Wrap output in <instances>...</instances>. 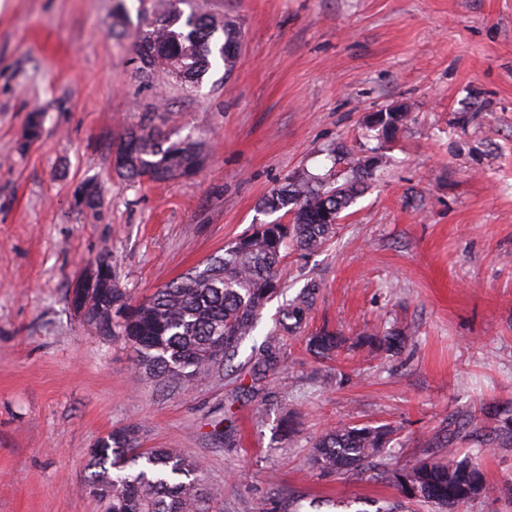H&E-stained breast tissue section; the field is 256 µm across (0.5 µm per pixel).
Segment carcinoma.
<instances>
[{
  "label": "carcinoma",
  "instance_id": "1",
  "mask_svg": "<svg viewBox=\"0 0 512 512\" xmlns=\"http://www.w3.org/2000/svg\"><path fill=\"white\" fill-rule=\"evenodd\" d=\"M188 0H156L143 27L134 37L142 71L162 70L185 86L199 85L219 57L224 70H232L237 48L233 21L178 4ZM408 120L406 112H386L381 124L386 135ZM125 160L116 166L129 180L165 182L195 174L204 164L197 144L189 137L171 140L156 126L141 122L121 140ZM372 169L357 162L352 176L331 186L318 177L291 176L263 199L265 210H286L289 224H257L252 232L224 246V253L196 266L151 296L133 300L112 279V268L96 265L87 276L95 288L91 308L112 302V320L106 325L112 338L137 355L146 377L165 386H190L223 370L239 345L251 335L264 306L280 294L282 249L321 246L335 233L336 220L361 192ZM309 293L286 302L278 334L264 342L257 364L272 369L277 364L280 334L293 333L306 319ZM361 346L394 352L403 338L395 334L357 337ZM224 350L216 353L217 344ZM342 337L323 331L308 338L316 354L328 358ZM494 436L512 443V413L494 410L488 415ZM388 425L342 426L322 435L312 445L311 469L321 473L359 476L391 441ZM472 431L461 424L448 434V460L423 461L399 472L402 493L439 512H460L483 490L478 464L457 456L454 443ZM85 487L102 502H112V512H209L200 484L201 462L172 448L142 449L135 428L112 432L96 451L88 454Z\"/></svg>",
  "mask_w": 512,
  "mask_h": 512
}]
</instances>
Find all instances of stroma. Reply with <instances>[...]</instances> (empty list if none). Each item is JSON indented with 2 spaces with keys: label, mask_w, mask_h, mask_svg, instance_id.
Returning <instances> with one entry per match:
<instances>
[{
  "label": "stroma",
  "mask_w": 512,
  "mask_h": 512,
  "mask_svg": "<svg viewBox=\"0 0 512 512\" xmlns=\"http://www.w3.org/2000/svg\"><path fill=\"white\" fill-rule=\"evenodd\" d=\"M153 0H0V512H104L84 488L88 449L137 428L144 448L198 457L213 512H438L395 474L447 455L462 422L512 406V0H193L239 30L232 72L199 87L133 62ZM404 103L378 137L369 113ZM37 139L27 137L33 112ZM151 117L201 144L194 176L133 183L114 156ZM377 165L334 237L288 251L285 287L224 374L171 390L98 335L70 290L99 261L140 300L256 224L289 223L261 201L292 175ZM100 191L79 209L84 183ZM310 290L306 321L255 370L284 301ZM344 343L312 354L322 329ZM405 336L393 354L362 333ZM295 415L298 430L281 421ZM393 427L382 474L319 473L316 438ZM484 490L462 512H512V446L478 450ZM409 108L407 105H395L384 111H378L382 115L381 124L386 132V137L397 132L408 120Z\"/></svg>",
  "instance_id": "obj_1"
}]
</instances>
